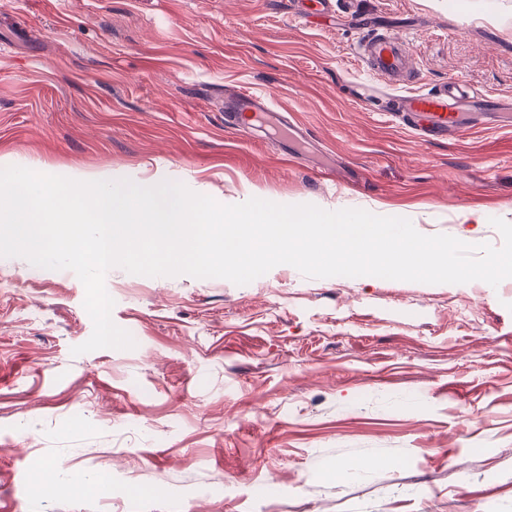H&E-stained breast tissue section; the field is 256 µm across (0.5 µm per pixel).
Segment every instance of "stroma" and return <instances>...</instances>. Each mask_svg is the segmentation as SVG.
Segmentation results:
<instances>
[{
	"label": "stroma",
	"mask_w": 512,
	"mask_h": 512,
	"mask_svg": "<svg viewBox=\"0 0 512 512\" xmlns=\"http://www.w3.org/2000/svg\"><path fill=\"white\" fill-rule=\"evenodd\" d=\"M0 0V165L175 181L410 219L498 247L512 222V0ZM403 38L401 92L356 53ZM456 81L496 101L459 139L392 119ZM261 93L309 140L226 124ZM476 213L481 223L466 224ZM135 348L92 334L69 270L0 258V503L11 512H512V278L245 285L105 277ZM56 468L72 487L18 483ZM101 480L97 489L88 480Z\"/></svg>",
	"instance_id": "stroma-1"
}]
</instances>
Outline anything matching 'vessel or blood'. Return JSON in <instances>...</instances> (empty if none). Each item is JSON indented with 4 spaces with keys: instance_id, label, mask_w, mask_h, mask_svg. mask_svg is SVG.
<instances>
[{
    "instance_id": "b4317fda",
    "label": "vessel or blood",
    "mask_w": 512,
    "mask_h": 512,
    "mask_svg": "<svg viewBox=\"0 0 512 512\" xmlns=\"http://www.w3.org/2000/svg\"><path fill=\"white\" fill-rule=\"evenodd\" d=\"M369 72L388 79L390 85L404 84L409 73V60L402 38L389 33L368 36L361 48ZM405 112L422 121L420 132L427 137L453 136L467 117L484 111L485 99L473 89L448 87L428 95L402 97ZM270 128L278 127V112L268 100L256 92H240L230 110L232 124L242 120Z\"/></svg>"
}]
</instances>
